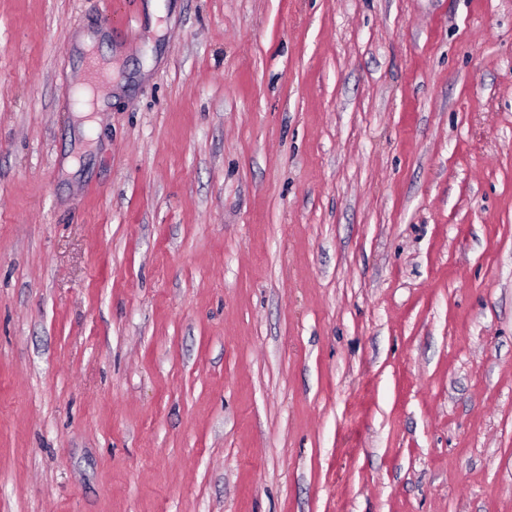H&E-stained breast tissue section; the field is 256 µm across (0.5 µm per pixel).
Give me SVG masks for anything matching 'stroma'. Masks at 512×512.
<instances>
[{
    "label": "stroma",
    "instance_id": "obj_1",
    "mask_svg": "<svg viewBox=\"0 0 512 512\" xmlns=\"http://www.w3.org/2000/svg\"><path fill=\"white\" fill-rule=\"evenodd\" d=\"M147 3L0 0V512H512V0Z\"/></svg>",
    "mask_w": 512,
    "mask_h": 512
}]
</instances>
